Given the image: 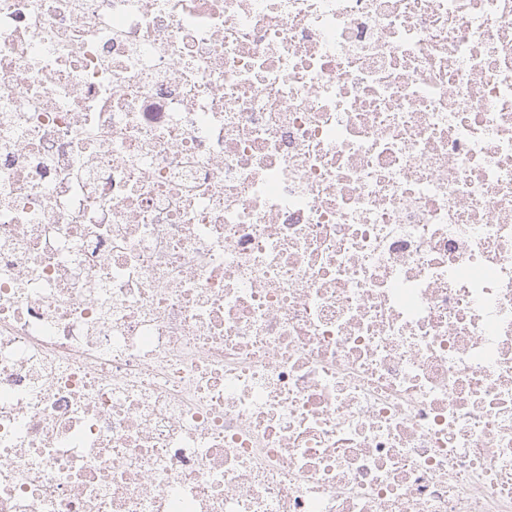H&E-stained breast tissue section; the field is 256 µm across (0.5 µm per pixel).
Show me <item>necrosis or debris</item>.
<instances>
[{"instance_id":"necrosis-or-debris-1","label":"necrosis or debris","mask_w":512,"mask_h":512,"mask_svg":"<svg viewBox=\"0 0 512 512\" xmlns=\"http://www.w3.org/2000/svg\"><path fill=\"white\" fill-rule=\"evenodd\" d=\"M0 512H512V0H0Z\"/></svg>"}]
</instances>
